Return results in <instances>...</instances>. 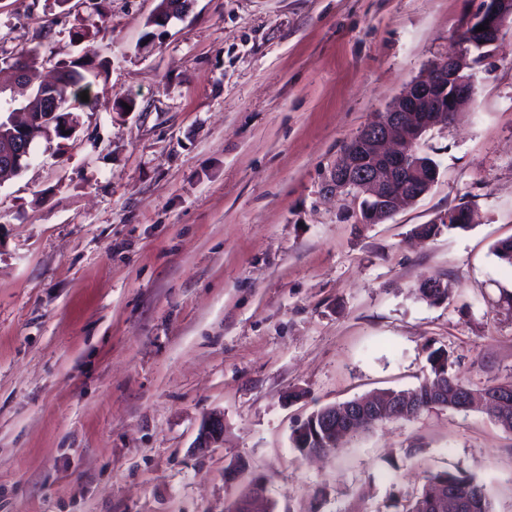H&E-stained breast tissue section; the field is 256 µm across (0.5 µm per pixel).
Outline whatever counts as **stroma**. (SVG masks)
Wrapping results in <instances>:
<instances>
[{
    "mask_svg": "<svg viewBox=\"0 0 512 512\" xmlns=\"http://www.w3.org/2000/svg\"><path fill=\"white\" fill-rule=\"evenodd\" d=\"M158 4L0 0V55L107 64L75 136L0 186V512H224L252 477L276 512H389L447 468L512 512V434L479 410L291 443L320 407L415 387L437 348L464 382L512 376V27L426 139L431 191L361 224L322 191L337 157L479 0H194L163 26ZM462 202L469 228L416 237ZM224 438V416L211 414L205 417L199 427L193 448L204 451L215 448Z\"/></svg>",
    "mask_w": 512,
    "mask_h": 512,
    "instance_id": "35a3bbf8",
    "label": "stroma"
}]
</instances>
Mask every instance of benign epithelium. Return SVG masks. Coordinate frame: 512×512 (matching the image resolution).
Here are the masks:
<instances>
[{
	"label": "benign epithelium",
	"instance_id": "7a95c632",
	"mask_svg": "<svg viewBox=\"0 0 512 512\" xmlns=\"http://www.w3.org/2000/svg\"><path fill=\"white\" fill-rule=\"evenodd\" d=\"M194 0H170L165 14L154 19L162 25L172 18L184 16ZM512 20V0H479L476 10L466 14L461 27L460 47L427 68L390 104L377 114L343 149L324 184L329 194H345L359 201L362 224H381L407 201L427 194L438 177V170L424 162L421 142L425 136L451 122L462 111L475 91L473 74L476 59L485 57L505 26ZM484 25L487 30L478 32ZM52 81L39 95L43 112H25L20 120L0 117V169L21 172L32 156L35 126L46 139L74 137L81 126L77 112H62L51 90ZM474 210L462 206L448 219L444 214L436 224H470ZM512 396V390L471 393L462 400L463 408H497ZM384 404L399 417L417 414L409 394L395 398L391 392L369 396L331 406L321 414V421L331 431L353 430L360 425L370 408ZM224 438V416L211 414L199 427L194 447L200 451L215 448ZM264 494L254 484L244 502L235 504L232 512H257L254 502Z\"/></svg>",
	"mask_w": 512,
	"mask_h": 512
}]
</instances>
